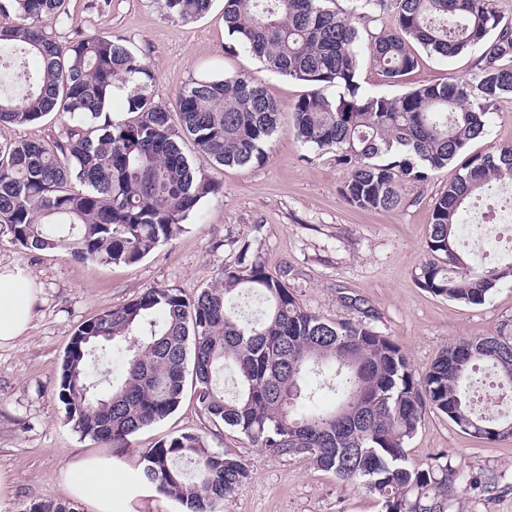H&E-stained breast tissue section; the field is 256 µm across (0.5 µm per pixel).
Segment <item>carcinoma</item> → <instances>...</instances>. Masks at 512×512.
Segmentation results:
<instances>
[{"mask_svg":"<svg viewBox=\"0 0 512 512\" xmlns=\"http://www.w3.org/2000/svg\"><path fill=\"white\" fill-rule=\"evenodd\" d=\"M68 0H0V79L16 60L37 62L21 95L0 91V126L68 118L61 140H0V224L28 252L55 251L80 261L135 263L171 239L217 185L200 174L185 140L221 166L260 164L281 123L275 98L244 74L192 78L178 93V124L154 99L155 73L126 40L92 34L62 44L41 25L69 17ZM332 0H224L229 49L311 90L293 106L296 139L331 153L347 170L341 196L361 209L393 210L399 185L462 159L436 201L418 284L435 296L481 305L506 266L469 265L459 253V224L471 199L512 177V145L468 153L483 137L485 115L512 95V18L494 0H396L394 29L362 39ZM367 17L389 0H354ZM182 22L206 15L212 0H161ZM446 59L483 48L466 81L423 85L399 96L360 90L366 57L392 82L411 71V44ZM327 87L344 89L329 97ZM124 100V112H111ZM263 310L245 315L243 295ZM356 322H326L306 311L286 281L266 272L252 244L217 284L191 298L148 288L74 332L61 364L59 399L83 435L120 447L168 417L182 399L192 363L195 399L213 425L244 434L257 448L302 456L316 468L378 495L384 512H448L459 483L491 494L496 478L474 474L439 454L410 463L406 447L429 410L488 442L512 438V416L475 412L464 382L487 364L499 394L512 398V336L460 338L422 374L402 347ZM118 352L124 378L105 367ZM235 391L224 393V372ZM336 394L331 409H308L316 388ZM250 471L238 456L183 433L146 449L144 485L185 507L216 512ZM26 512H79L69 501L36 500Z\"/></svg>","mask_w":512,"mask_h":512,"instance_id":"carcinoma-1","label":"carcinoma"}]
</instances>
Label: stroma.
Here are the masks:
<instances>
[{
	"label": "stroma",
	"instance_id": "35a3bbf8",
	"mask_svg": "<svg viewBox=\"0 0 512 512\" xmlns=\"http://www.w3.org/2000/svg\"><path fill=\"white\" fill-rule=\"evenodd\" d=\"M223 8V0H215L201 19L181 22L165 15L160 0H69L68 19L46 24L64 43L97 33L125 39L150 62L156 74L152 93L172 111L179 90L201 71L258 78L277 101L281 124L265 163L220 166L193 154L197 170L219 184V192L202 201L180 233L138 263L29 253L0 224V265L27 267L40 290L27 336L0 347V470L14 479L12 493L0 498V512H25L38 499L69 500L64 467L87 457L111 462L122 512H181L176 501L143 489L140 461L160 439L184 432L203 436L212 450L238 455L251 472L219 512H381L378 497L366 489L314 469L303 457L270 454L243 434L213 425L189 385L171 415L122 447L82 436L67 421L58 398L60 367L77 327L148 288L194 295L236 265L243 243H251L267 272L285 277L302 306L322 319L354 321L360 310H371L374 330L398 342L419 372L458 338L512 332V280L500 282L481 305L434 296L416 282L428 258L433 207L453 180L454 167L433 171L425 182L403 184L396 209L351 206L339 192L345 168L294 136L290 116L307 84L266 70L245 52H228ZM415 54L417 66L395 83L362 62V91L394 96L423 84L464 81L481 56L477 49L448 60L420 48ZM503 144H512L510 96L492 106L486 135L473 148ZM441 451L453 464L498 479L496 491L482 497L454 485L448 512H512V438L478 440L446 415L430 412L408 444L409 458L424 465Z\"/></svg>",
	"mask_w": 512,
	"mask_h": 512
}]
</instances>
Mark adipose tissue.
Masks as SVG:
<instances>
[{"label": "adipose tissue", "instance_id": "1", "mask_svg": "<svg viewBox=\"0 0 512 512\" xmlns=\"http://www.w3.org/2000/svg\"><path fill=\"white\" fill-rule=\"evenodd\" d=\"M38 293L26 268L0 265V345L11 344L29 331ZM64 477L71 495L94 512H117L111 464L96 458L71 463L65 467Z\"/></svg>", "mask_w": 512, "mask_h": 512}]
</instances>
